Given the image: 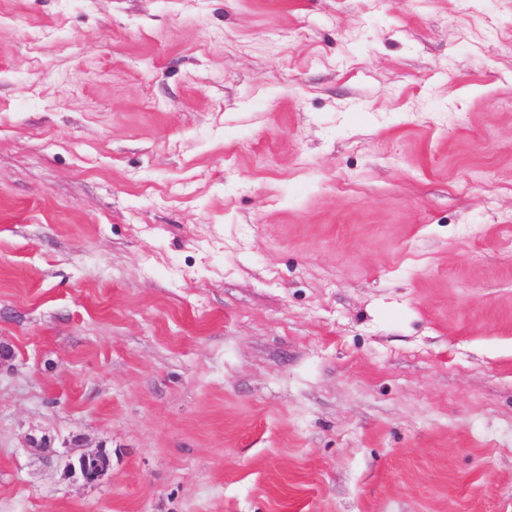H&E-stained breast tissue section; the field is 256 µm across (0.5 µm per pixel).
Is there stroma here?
Segmentation results:
<instances>
[{"mask_svg":"<svg viewBox=\"0 0 512 512\" xmlns=\"http://www.w3.org/2000/svg\"><path fill=\"white\" fill-rule=\"evenodd\" d=\"M0 342V512H512V0H0Z\"/></svg>","mask_w":512,"mask_h":512,"instance_id":"35a3bbf8","label":"stroma"}]
</instances>
